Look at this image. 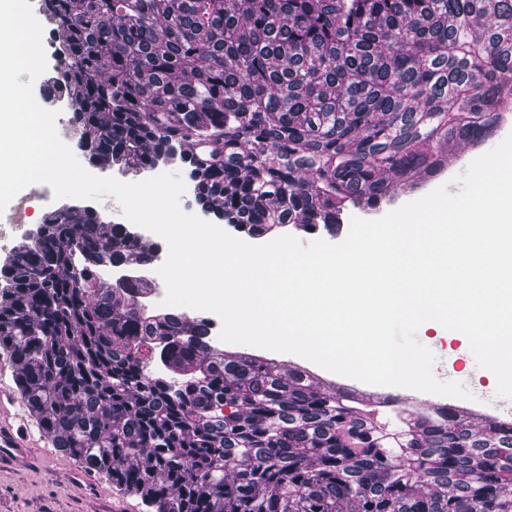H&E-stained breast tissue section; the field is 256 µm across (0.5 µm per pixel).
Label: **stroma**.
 Returning <instances> with one entry per match:
<instances>
[{
	"mask_svg": "<svg viewBox=\"0 0 512 512\" xmlns=\"http://www.w3.org/2000/svg\"><path fill=\"white\" fill-rule=\"evenodd\" d=\"M511 133L512 112H509L495 132L482 143L472 145L457 140L444 146L442 153L447 164L437 175L419 178L413 188L399 191L392 201L382 204L377 210L349 208L348 216L368 220L381 218L449 182L464 172L475 158L492 150ZM426 336L435 342L432 371L436 379L461 383L470 392L466 399L428 393L424 396L428 404L462 409L468 419L477 424L487 417L512 420V398L498 395L489 376L467 372L463 357L467 347L465 340L440 336L433 329L427 330ZM253 353L307 372L326 392L349 390L362 398L388 395L401 400L410 396L406 390L359 383L294 354L259 347L254 348ZM0 421L14 426L23 424L29 430L26 460L18 466H0V512H152L140 496L123 493L104 474L87 469L75 457L55 448L51 437L31 416L26 403L18 398L14 368L1 352Z\"/></svg>",
	"mask_w": 512,
	"mask_h": 512,
	"instance_id": "1",
	"label": "stroma"
}]
</instances>
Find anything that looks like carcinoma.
I'll use <instances>...</instances> for the list:
<instances>
[{"label": "carcinoma", "instance_id": "1", "mask_svg": "<svg viewBox=\"0 0 512 512\" xmlns=\"http://www.w3.org/2000/svg\"><path fill=\"white\" fill-rule=\"evenodd\" d=\"M65 42L38 103L67 98L90 159L175 155L221 220L264 235L342 223L478 144L512 108V0H39ZM159 247L64 204L0 266V348L55 446L155 512H512V422L392 415L206 322L148 306ZM159 349L177 386L144 373Z\"/></svg>", "mask_w": 512, "mask_h": 512}]
</instances>
